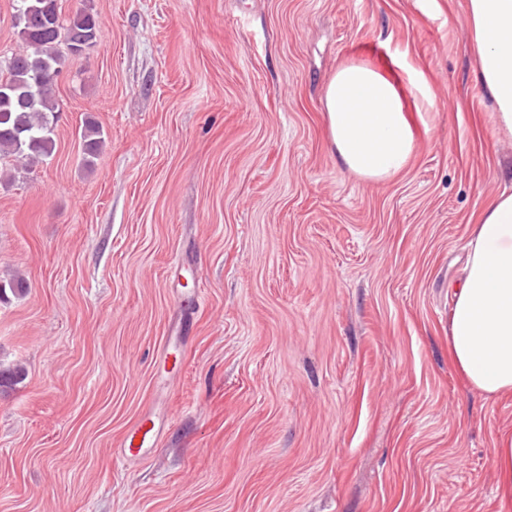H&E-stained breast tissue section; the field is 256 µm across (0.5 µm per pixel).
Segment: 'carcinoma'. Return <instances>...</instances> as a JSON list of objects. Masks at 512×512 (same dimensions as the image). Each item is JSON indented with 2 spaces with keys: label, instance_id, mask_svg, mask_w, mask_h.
Masks as SVG:
<instances>
[{
  "label": "carcinoma",
  "instance_id": "obj_1",
  "mask_svg": "<svg viewBox=\"0 0 512 512\" xmlns=\"http://www.w3.org/2000/svg\"><path fill=\"white\" fill-rule=\"evenodd\" d=\"M22 42L12 54L7 76L0 79V156L31 166L54 149V85L62 54L58 45L77 38L96 43L102 21L89 11L66 19L58 0H16ZM84 164H94L104 138L91 118L81 130Z\"/></svg>",
  "mask_w": 512,
  "mask_h": 512
}]
</instances>
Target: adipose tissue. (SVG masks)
I'll return each instance as SVG.
<instances>
[{"label":"adipose tissue","mask_w":512,"mask_h":512,"mask_svg":"<svg viewBox=\"0 0 512 512\" xmlns=\"http://www.w3.org/2000/svg\"><path fill=\"white\" fill-rule=\"evenodd\" d=\"M477 76L500 129L512 135V0H468ZM329 141L345 167L367 181L401 172L415 151V123L398 82L373 65L337 66L324 88ZM449 355L468 385L512 394V194L481 212L467 242L466 276L453 293Z\"/></svg>","instance_id":"obj_1"}]
</instances>
